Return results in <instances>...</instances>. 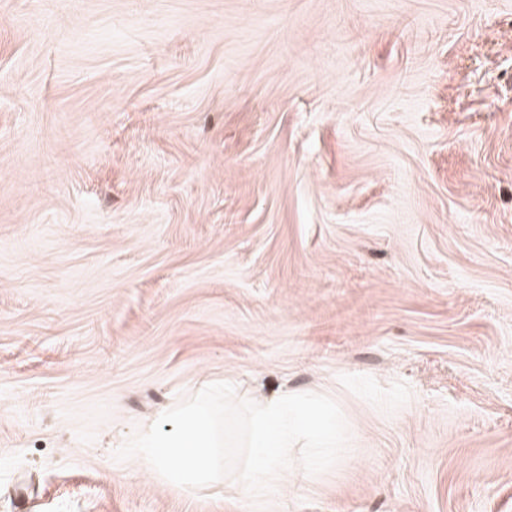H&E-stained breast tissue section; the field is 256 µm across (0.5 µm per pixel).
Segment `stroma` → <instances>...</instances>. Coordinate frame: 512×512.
I'll list each match as a JSON object with an SVG mask.
<instances>
[{
    "instance_id": "35a3bbf8",
    "label": "stroma",
    "mask_w": 512,
    "mask_h": 512,
    "mask_svg": "<svg viewBox=\"0 0 512 512\" xmlns=\"http://www.w3.org/2000/svg\"><path fill=\"white\" fill-rule=\"evenodd\" d=\"M224 380L338 462L116 459ZM0 512H512V0H0Z\"/></svg>"
}]
</instances>
